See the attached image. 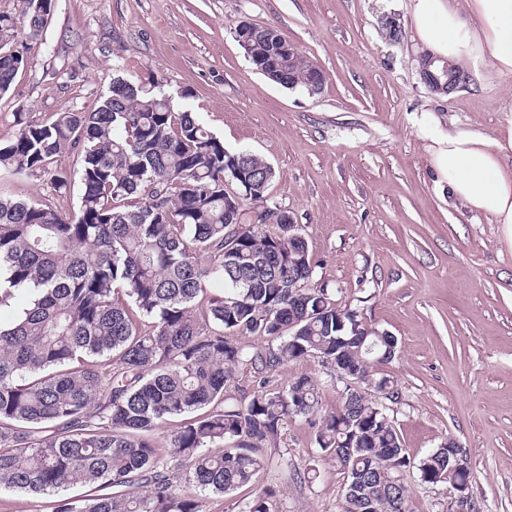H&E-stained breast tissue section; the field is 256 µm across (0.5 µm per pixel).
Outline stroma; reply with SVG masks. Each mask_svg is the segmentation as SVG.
Here are the masks:
<instances>
[{"instance_id": "1", "label": "stroma", "mask_w": 512, "mask_h": 512, "mask_svg": "<svg viewBox=\"0 0 512 512\" xmlns=\"http://www.w3.org/2000/svg\"><path fill=\"white\" fill-rule=\"evenodd\" d=\"M396 16L400 41L380 19ZM247 20L276 27L327 79L321 93L262 76L238 45ZM423 50L403 0H53L42 37L0 95V139L14 115L45 122L91 110L114 78L158 81L175 108L195 112L226 149H247L275 169L269 201L293 212L342 309L396 336L379 366L399 392L388 415L411 460L446 440L462 449L479 512H512V243L501 225L467 210L440 184L430 135H493L512 78L490 62L465 65L466 86L438 95L422 83ZM80 183L0 175V195L77 210ZM309 375L324 409L345 383L314 358L292 361L278 386ZM315 471L313 481L304 473ZM344 476L317 448L304 418L289 419L255 482L209 497L208 512L271 487L272 512H343ZM407 512H443L450 484L405 473Z\"/></svg>"}]
</instances>
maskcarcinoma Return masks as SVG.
<instances>
[{
    "label": "carcinoma",
    "instance_id": "carcinoma-1",
    "mask_svg": "<svg viewBox=\"0 0 512 512\" xmlns=\"http://www.w3.org/2000/svg\"><path fill=\"white\" fill-rule=\"evenodd\" d=\"M53 0H24L22 17L0 14V95L24 51L18 29L38 40ZM272 26L251 27L244 49L260 72L308 89L310 65ZM0 141V171L48 179L58 193L76 158L81 193L70 215L47 201L0 197V306L18 295L12 324H0V491L56 495L52 512H207L209 495L248 486L268 465L288 418L303 417L318 448L345 475L344 512H407L401 439L386 407L344 389L324 411L318 383L301 375L281 387L272 375L291 361L341 355L385 399L376 376L391 337L336 327V305L304 246L288 240L281 209L266 192L224 204L230 157L224 141L189 110L141 84L117 78L92 112H59L39 123L21 112ZM242 172L270 167L247 152ZM208 284L224 295L199 309ZM241 331L264 339L249 350ZM252 391L229 394L237 370ZM179 426L156 437L175 418ZM230 442L215 454L211 448ZM419 479H471L460 448H436L416 464ZM193 488L178 484L179 476ZM77 485L98 494L68 496ZM266 489L239 512H269Z\"/></svg>",
    "mask_w": 512,
    "mask_h": 512
}]
</instances>
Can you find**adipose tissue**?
Returning <instances> with one entry per match:
<instances>
[{
	"label": "adipose tissue",
	"mask_w": 512,
	"mask_h": 512,
	"mask_svg": "<svg viewBox=\"0 0 512 512\" xmlns=\"http://www.w3.org/2000/svg\"><path fill=\"white\" fill-rule=\"evenodd\" d=\"M416 36L433 56L487 60L512 77V0H407ZM494 136L451 132L430 146L432 165L470 210L503 225L512 241V100Z\"/></svg>",
	"instance_id": "adipose-tissue-1"
}]
</instances>
